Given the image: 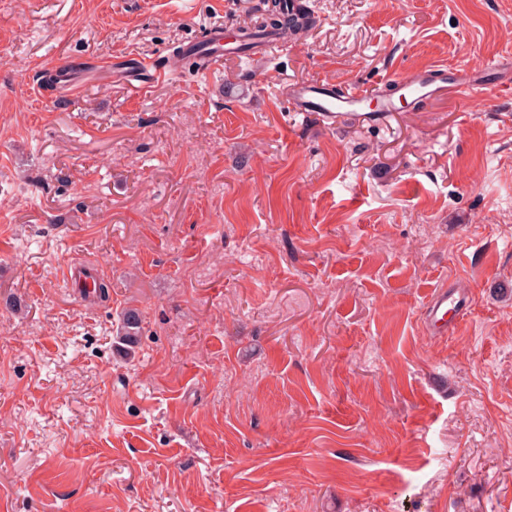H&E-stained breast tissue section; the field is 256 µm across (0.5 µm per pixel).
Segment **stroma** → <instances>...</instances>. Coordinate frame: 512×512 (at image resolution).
I'll list each match as a JSON object with an SVG mask.
<instances>
[{
  "label": "stroma",
  "mask_w": 512,
  "mask_h": 512,
  "mask_svg": "<svg viewBox=\"0 0 512 512\" xmlns=\"http://www.w3.org/2000/svg\"><path fill=\"white\" fill-rule=\"evenodd\" d=\"M260 3L0 0V512H512V89L287 100L496 67L512 0H306L276 57L180 76ZM120 54L169 76L131 94ZM439 289L472 306L434 335ZM293 112H309L326 127L335 128L349 120L365 119L360 113L368 92L354 86L336 91V84L327 81L301 82L293 85L289 94ZM141 323L139 311L127 309L122 317L118 342L124 344L127 348L133 349L138 344L139 337L141 336Z\"/></svg>",
  "instance_id": "stroma-1"
}]
</instances>
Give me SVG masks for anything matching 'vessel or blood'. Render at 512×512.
<instances>
[{
  "label": "vessel or blood",
  "mask_w": 512,
  "mask_h": 512,
  "mask_svg": "<svg viewBox=\"0 0 512 512\" xmlns=\"http://www.w3.org/2000/svg\"><path fill=\"white\" fill-rule=\"evenodd\" d=\"M208 37L213 51L204 58L202 70L206 73L222 62L225 56L238 54L240 49L238 40L226 39L221 27L211 28ZM112 75L129 91L141 93L164 80L167 71L158 67L151 58L118 56L112 62ZM481 86L480 79L458 77L442 66L415 71L410 77L394 80L392 84L394 92L409 99L414 106L446 94L451 89L465 95L479 90ZM367 98L365 90L349 86L340 91L324 80L294 84L289 94L294 111L312 113L321 125L329 128L360 119ZM461 311V304L452 295L444 290L436 291L426 310L427 325L436 333L446 331L448 326L456 323Z\"/></svg>",
  "instance_id": "obj_1"
}]
</instances>
